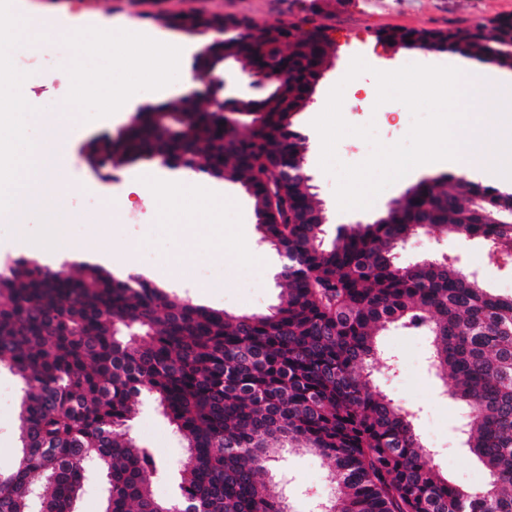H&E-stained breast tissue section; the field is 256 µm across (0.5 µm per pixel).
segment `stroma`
Returning a JSON list of instances; mask_svg holds the SVG:
<instances>
[{
  "instance_id": "obj_1",
  "label": "stroma",
  "mask_w": 512,
  "mask_h": 512,
  "mask_svg": "<svg viewBox=\"0 0 512 512\" xmlns=\"http://www.w3.org/2000/svg\"><path fill=\"white\" fill-rule=\"evenodd\" d=\"M21 10L36 21L66 31L86 27L102 29L145 28L158 37L178 43L184 50L196 52L201 36L176 31L155 21L157 12L168 14L221 12L247 17L265 24H278L301 18L298 0H16ZM332 27L336 54L332 67L323 74L307 107L296 116L308 136L305 166L312 184L326 209L332 225L347 229L369 223L382 214L387 205L404 195L419 181L427 179L416 171L385 189L366 210L339 211L334 195L336 180L319 166L321 142L311 125L314 112L323 110L329 90L342 78L353 57H362L371 70L356 83L347 85L345 97L361 100L359 111L345 113L353 125L375 123L379 139L392 144L408 132L412 118L409 110L396 101L377 104L373 70L394 71L408 63L468 68L489 77L503 76V69L461 58L451 53L426 54L415 49L393 47L378 42L377 31L392 27L453 28L486 21L512 13V0H325L323 5ZM37 64L22 85V94L32 106L52 110L64 100L70 89L65 62L71 50L56 40L32 51ZM118 125L97 119L76 125L65 147L66 181L72 201L80 212L101 213L107 193L121 196L118 216L108 226L75 222L70 237L85 249L100 247L123 256L136 252L135 272L171 293L193 303L218 309L231 315L266 312L277 305L284 286L280 278L281 257L261 243L256 230L253 201L237 183L213 184L223 202L217 210H191L176 216L163 214L153 194L126 191L124 169L97 172L86 163L83 147L93 137L116 133ZM198 234L199 248L182 257L179 264H168L177 235ZM223 235L222 258L209 248L212 236ZM242 241L254 242L265 262L237 264L231 254ZM448 259L466 275L476 279L491 293L512 296V268L491 257L481 239L465 238L425 227L411 236L400 252L401 264L423 260ZM383 349L396 356L398 367L374 371L373 386L396 403L415 411L416 433L437 451L435 462L442 473L456 484L477 489L488 479L485 468L475 457L462 452L455 431L459 409L434 375L430 365L429 339L420 333L393 327L381 332ZM21 390L17 379L0 368V469L12 466L19 452V407ZM131 433L136 441L150 448L165 462L170 472L155 479L153 493L161 500L173 499L177 491L178 471L186 461V450L154 402L142 400L133 420ZM288 480V496L293 512H316L319 501L327 499L334 479L322 457L305 448H287L278 463Z\"/></svg>"
}]
</instances>
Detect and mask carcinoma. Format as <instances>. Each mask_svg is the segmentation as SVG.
<instances>
[{"instance_id": "1", "label": "carcinoma", "mask_w": 512, "mask_h": 512, "mask_svg": "<svg viewBox=\"0 0 512 512\" xmlns=\"http://www.w3.org/2000/svg\"><path fill=\"white\" fill-rule=\"evenodd\" d=\"M286 23L224 33L204 45L193 68L241 63L288 70L247 101L258 126L229 135L204 96L147 104L114 135L85 146L87 162L110 170L140 161L206 180H230L252 198L260 240L293 256L285 295L269 313L232 317L170 294L140 275L117 276L89 262L72 275L36 257L0 269V366L20 382L21 451L0 469V512H74L90 472L105 480V512H292L273 472L285 447L323 457L336 494L318 512H512V297L497 296L455 266L399 267L395 254L420 226L491 243L512 265V224L484 222L472 201L509 206L502 191L463 184L453 173L424 180L390 220L340 226L325 238L313 223L320 202L303 182L282 183L281 165L304 161L307 137L296 115L334 53L322 11ZM183 29L224 25V16L177 14ZM488 43L480 24L392 28L410 47L423 37L448 51L501 65L512 61V14L496 17ZM432 338V365L454 380L463 407L462 450L489 482L465 491L434 464L413 414L369 384L390 325ZM147 392L188 451L173 501L153 495L167 469L128 435Z\"/></svg>"}]
</instances>
